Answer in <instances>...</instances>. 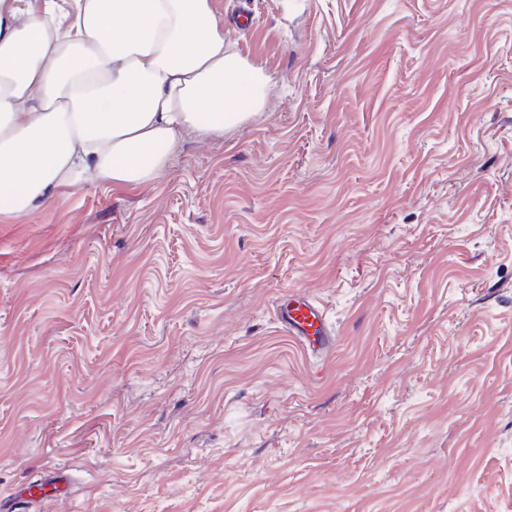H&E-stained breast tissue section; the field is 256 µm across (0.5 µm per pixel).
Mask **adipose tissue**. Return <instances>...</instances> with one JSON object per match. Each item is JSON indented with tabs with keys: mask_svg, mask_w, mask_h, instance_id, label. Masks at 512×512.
<instances>
[{
	"mask_svg": "<svg viewBox=\"0 0 512 512\" xmlns=\"http://www.w3.org/2000/svg\"><path fill=\"white\" fill-rule=\"evenodd\" d=\"M0 0V206L21 214L88 179L140 185L181 133L223 135L270 84L224 47L212 0Z\"/></svg>",
	"mask_w": 512,
	"mask_h": 512,
	"instance_id": "1",
	"label": "adipose tissue"
}]
</instances>
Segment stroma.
Masks as SVG:
<instances>
[{
  "mask_svg": "<svg viewBox=\"0 0 512 512\" xmlns=\"http://www.w3.org/2000/svg\"><path fill=\"white\" fill-rule=\"evenodd\" d=\"M213 4L263 112L0 212V497L512 512V0ZM293 290L326 364L274 321ZM276 320L284 334L304 346L317 363L327 359L336 336L325 307L305 293L289 292L276 306ZM61 492L54 478H49L18 492L13 498L32 501L34 497H40L41 499L50 498L53 500L59 498Z\"/></svg>",
  "mask_w": 512,
  "mask_h": 512,
  "instance_id": "35a3bbf8",
  "label": "stroma"
}]
</instances>
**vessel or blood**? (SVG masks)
<instances>
[{
  "label": "vessel or blood",
  "mask_w": 512,
  "mask_h": 512,
  "mask_svg": "<svg viewBox=\"0 0 512 512\" xmlns=\"http://www.w3.org/2000/svg\"><path fill=\"white\" fill-rule=\"evenodd\" d=\"M276 320L284 334L297 341L316 361L327 359L336 346V336L327 318L325 307L306 294L291 292L283 295L276 306ZM61 491L54 479H46L18 492L21 500L59 498Z\"/></svg>",
  "instance_id": "b4317fda"
}]
</instances>
